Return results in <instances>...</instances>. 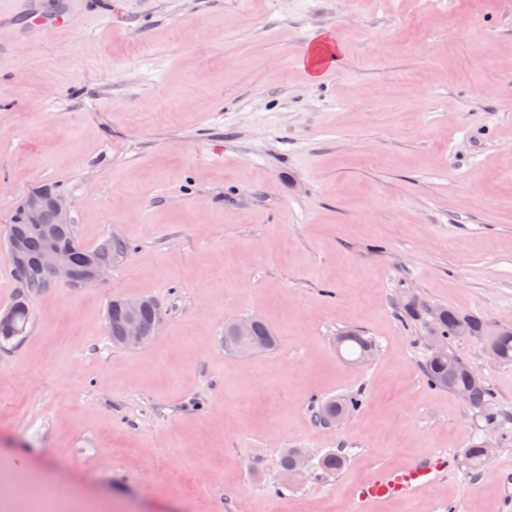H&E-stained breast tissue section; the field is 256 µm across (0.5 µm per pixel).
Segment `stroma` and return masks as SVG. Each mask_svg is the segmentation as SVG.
<instances>
[{"instance_id": "obj_1", "label": "stroma", "mask_w": 512, "mask_h": 512, "mask_svg": "<svg viewBox=\"0 0 512 512\" xmlns=\"http://www.w3.org/2000/svg\"><path fill=\"white\" fill-rule=\"evenodd\" d=\"M325 28L344 55L314 78ZM0 42V313L5 227L33 189L70 197L84 246L131 245L102 285L34 296L0 348V507L52 481L74 512H351L371 469L443 452L453 470L388 512H512V439L427 383L424 323L398 312L512 323V0H112ZM142 296L160 330L114 345L110 301ZM232 318L278 346L228 353ZM345 329L372 360L337 350ZM453 348L512 430V364ZM352 393V417L314 422Z\"/></svg>"}]
</instances>
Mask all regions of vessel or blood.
<instances>
[{"label": "vessel or blood", "instance_id": "vessel-or-blood-1", "mask_svg": "<svg viewBox=\"0 0 512 512\" xmlns=\"http://www.w3.org/2000/svg\"><path fill=\"white\" fill-rule=\"evenodd\" d=\"M40 3L41 0H7L6 5H0V31L12 28L16 18L24 17L32 22V38H39L43 21ZM96 10L94 0H61L55 26L59 29L76 27ZM452 465V457L437 454L414 459L398 468L371 469L353 488V512H387L393 502L414 499L422 486L438 481Z\"/></svg>", "mask_w": 512, "mask_h": 512}]
</instances>
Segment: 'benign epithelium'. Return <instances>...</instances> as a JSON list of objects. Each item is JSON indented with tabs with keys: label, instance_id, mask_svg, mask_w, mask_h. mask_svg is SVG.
I'll return each instance as SVG.
<instances>
[{
	"label": "benign epithelium",
	"instance_id": "1",
	"mask_svg": "<svg viewBox=\"0 0 512 512\" xmlns=\"http://www.w3.org/2000/svg\"><path fill=\"white\" fill-rule=\"evenodd\" d=\"M24 213V221L39 229L45 223V213L51 212L53 223L62 226L72 223V202L68 196L54 194L48 190L27 196L20 205ZM28 241L24 235L14 233L9 238L8 251L11 261L18 267L22 275L27 276L34 271L48 270L53 279L78 288H91L102 284L112 274V262L90 255L85 258V268L79 272L75 269L74 250L70 244L60 238L45 234L41 253L34 259H27ZM121 305L126 311V319L116 327V340L126 348H138L145 343L141 336L137 316L143 307L139 299H124ZM238 343L235 351L248 356L250 349L247 341L252 335L254 321L234 318L228 321Z\"/></svg>",
	"mask_w": 512,
	"mask_h": 512
}]
</instances>
